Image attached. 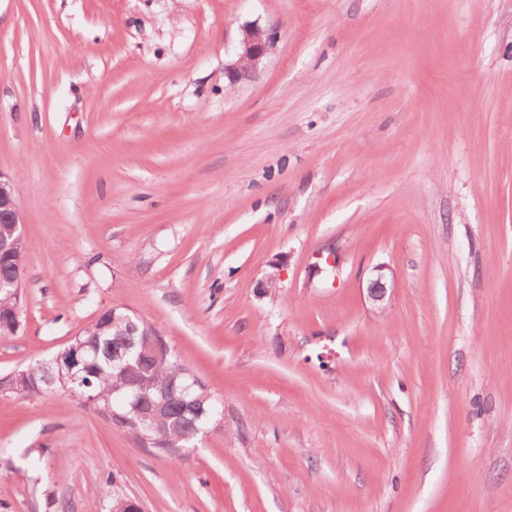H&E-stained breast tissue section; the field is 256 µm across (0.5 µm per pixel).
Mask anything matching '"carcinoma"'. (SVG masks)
Returning <instances> with one entry per match:
<instances>
[{"instance_id":"1","label":"carcinoma","mask_w":512,"mask_h":512,"mask_svg":"<svg viewBox=\"0 0 512 512\" xmlns=\"http://www.w3.org/2000/svg\"><path fill=\"white\" fill-rule=\"evenodd\" d=\"M25 275V256L15 254L13 259L0 262V278H17ZM125 315L126 311H106L97 320L75 336L69 347L91 354L83 367L81 380L73 383L66 374H56V381L49 385L41 362L25 369L30 378L29 392H38L49 386L58 390H85L96 398L95 405L112 411V422L126 428L149 447L159 452L171 448H183L204 433L205 427L220 417V406L203 386L192 388L190 398L197 399V409L185 410L181 388L190 383V375L180 364L172 349L162 358L132 361L130 368L120 370L112 365V348L121 346L126 337L112 330V315ZM165 383L173 386L175 398L151 432L144 431L139 423V413L150 409L149 400L154 398L155 388ZM133 499L125 495L112 477V503L110 512H128Z\"/></svg>"}]
</instances>
